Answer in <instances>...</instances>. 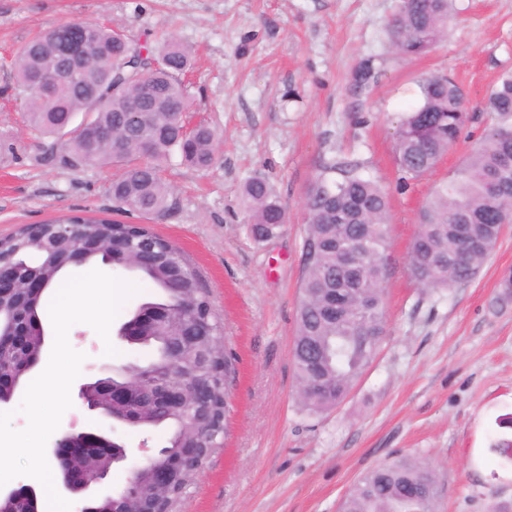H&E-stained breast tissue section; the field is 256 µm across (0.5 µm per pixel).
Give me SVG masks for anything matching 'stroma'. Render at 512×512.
<instances>
[{
    "label": "stroma",
    "mask_w": 512,
    "mask_h": 512,
    "mask_svg": "<svg viewBox=\"0 0 512 512\" xmlns=\"http://www.w3.org/2000/svg\"><path fill=\"white\" fill-rule=\"evenodd\" d=\"M399 0H0V237L23 224L96 215L144 224L184 251L203 275L236 358L228 433L180 503L179 512H337L370 468L410 456L439 473V512H486L512 499V466L490 449L512 416V228L478 276L449 289L420 288L407 271L418 212L490 124L481 103L512 73V0H448L447 35L425 56L392 46ZM68 21H108L134 40L165 32L191 47L185 76L198 117L220 135L214 165L173 158L166 177L181 201L172 218L119 212L107 188L114 170L74 171L41 160L42 142L19 122L23 98L9 60L36 31ZM370 67L369 84L356 81ZM433 73L463 89L473 122L427 176L400 189L393 131ZM361 163L389 194L385 308L378 355L336 408L307 410L292 360L297 327L304 198L324 164ZM251 177L274 187L288 222L255 241L240 188ZM84 352L80 381L102 367L147 359L91 327H71Z\"/></svg>",
    "instance_id": "1"
}]
</instances>
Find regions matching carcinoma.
I'll list each match as a JSON object with an SVG mask.
<instances>
[{
    "mask_svg": "<svg viewBox=\"0 0 512 512\" xmlns=\"http://www.w3.org/2000/svg\"><path fill=\"white\" fill-rule=\"evenodd\" d=\"M448 0H400L390 21L396 52L420 56L432 49L448 31ZM85 40L90 49L83 68L91 84L70 83L40 87L37 76L64 66L68 46ZM193 65L189 47L168 36L134 41L120 29L97 22H67L35 33L16 52L10 70L18 94L25 97L21 115L25 126L51 139L44 144L42 160L77 169L88 165H112L121 172L108 191L122 209L157 217H173L180 211L164 174L173 153L197 169L213 166L218 150L215 130L199 121L186 130L185 122L164 104L177 102L192 111L188 88L182 79ZM155 90L152 101L143 102V89ZM498 117L470 151L454 177L438 186L420 212L408 262L410 275L425 289L451 288L474 280L503 233L512 215V75L504 76L481 104ZM462 89L448 76L430 75L419 84V99L399 120L394 131L397 167L403 185L431 172L458 141L471 122ZM94 128H110L112 145L93 141ZM248 213L250 235L263 240L279 234L287 214L272 186L261 177L248 179L241 191ZM304 269L298 307L293 360L300 400L312 411L333 408L343 401L353 383L374 361L387 335L384 302L386 277L383 253L387 246L389 202L386 192L360 166L334 161L311 182L305 196ZM80 224L99 239L102 253L89 265L101 263L114 270L136 272L158 297L153 307L175 304L168 284L167 262L152 269L137 266L134 251L119 243L133 236L164 256L168 242L144 225L128 226L105 218L70 217L54 223ZM43 242L32 245L25 226L0 238V253L12 255L23 268L44 273L48 285L61 281L69 267L67 248L50 227ZM356 253L358 274L345 284L346 315L333 319L326 306L341 275L336 244ZM181 266L193 288L196 306L205 308L214 325V336L224 334V323L202 286L200 270L180 253ZM156 357L146 365L128 363L117 378L163 369L169 347L159 338H145ZM319 352L323 387L309 390L311 352ZM234 356L213 361L210 374L216 395L215 419L228 416V380ZM439 478L431 466L415 459L379 464L359 477L343 497L339 512H436Z\"/></svg>",
    "mask_w": 512,
    "mask_h": 512,
    "instance_id": "obj_1",
    "label": "carcinoma"
}]
</instances>
